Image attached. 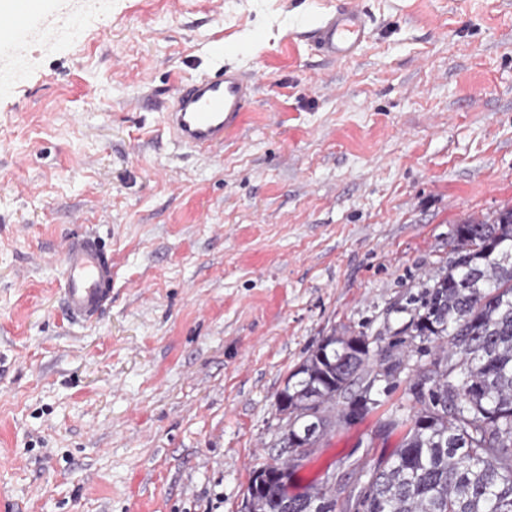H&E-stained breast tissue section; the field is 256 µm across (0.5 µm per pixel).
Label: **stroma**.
Segmentation results:
<instances>
[{
	"label": "stroma",
	"instance_id": "1",
	"mask_svg": "<svg viewBox=\"0 0 512 512\" xmlns=\"http://www.w3.org/2000/svg\"><path fill=\"white\" fill-rule=\"evenodd\" d=\"M337 0H102L0 93V512H241L283 434L278 393L326 336L403 369L328 428L288 489L354 512L403 436L430 356L405 329L457 224L512 207V0H355L354 60L305 33ZM234 62L258 77L224 146L162 108ZM75 233L112 252V300L62 309Z\"/></svg>",
	"mask_w": 512,
	"mask_h": 512
}]
</instances>
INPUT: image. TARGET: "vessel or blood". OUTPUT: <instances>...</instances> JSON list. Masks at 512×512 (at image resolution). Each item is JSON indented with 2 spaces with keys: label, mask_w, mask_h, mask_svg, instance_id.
<instances>
[{
  "label": "vessel or blood",
  "mask_w": 512,
  "mask_h": 512,
  "mask_svg": "<svg viewBox=\"0 0 512 512\" xmlns=\"http://www.w3.org/2000/svg\"><path fill=\"white\" fill-rule=\"evenodd\" d=\"M38 7V0H15L0 15V33L18 35ZM372 35L365 9L341 0L311 31L314 51L341 62L356 58ZM255 80L235 65L180 83L166 107L165 124L175 142L199 151L223 144L239 126L254 98ZM62 305L69 321L92 320L112 297V256L93 234L70 236L60 258Z\"/></svg>",
  "instance_id": "vessel-or-blood-1"
}]
</instances>
